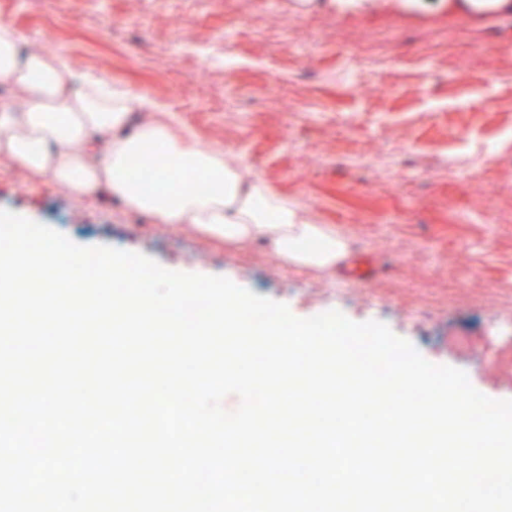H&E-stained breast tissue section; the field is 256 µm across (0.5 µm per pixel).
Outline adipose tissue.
<instances>
[{"label": "adipose tissue", "instance_id": "ef3b65f1", "mask_svg": "<svg viewBox=\"0 0 512 512\" xmlns=\"http://www.w3.org/2000/svg\"><path fill=\"white\" fill-rule=\"evenodd\" d=\"M0 161L84 199L104 190L159 224H191L208 240L238 248L259 243L316 273L333 270L350 241L313 221L261 179H243L242 160L203 146L175 113L123 84L103 89L61 55L23 51L0 23ZM141 121H134V114ZM160 144L167 165L151 178L133 167L142 144Z\"/></svg>", "mask_w": 512, "mask_h": 512}]
</instances>
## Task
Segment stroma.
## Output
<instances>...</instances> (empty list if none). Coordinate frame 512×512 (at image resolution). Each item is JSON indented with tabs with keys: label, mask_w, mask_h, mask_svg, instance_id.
Segmentation results:
<instances>
[{
	"label": "stroma",
	"mask_w": 512,
	"mask_h": 512,
	"mask_svg": "<svg viewBox=\"0 0 512 512\" xmlns=\"http://www.w3.org/2000/svg\"><path fill=\"white\" fill-rule=\"evenodd\" d=\"M0 22L162 102L385 269L366 283L318 275L9 166L0 209L82 247L227 277L299 318L383 322L512 399V15L476 28L447 0H0Z\"/></svg>",
	"instance_id": "35a3bbf8"
}]
</instances>
